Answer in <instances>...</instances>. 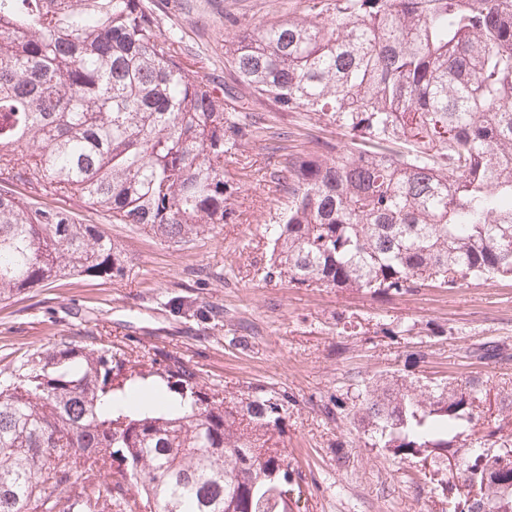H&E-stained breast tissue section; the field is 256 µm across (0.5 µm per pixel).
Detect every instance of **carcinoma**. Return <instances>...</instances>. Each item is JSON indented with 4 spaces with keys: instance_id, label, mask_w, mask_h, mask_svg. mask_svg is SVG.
I'll use <instances>...</instances> for the list:
<instances>
[{
    "instance_id": "1",
    "label": "carcinoma",
    "mask_w": 512,
    "mask_h": 512,
    "mask_svg": "<svg viewBox=\"0 0 512 512\" xmlns=\"http://www.w3.org/2000/svg\"><path fill=\"white\" fill-rule=\"evenodd\" d=\"M244 29L224 61L253 93L355 141L288 155V206L263 279L377 298L512 278V0H299ZM145 0H0V302L74 277L125 276L96 224L39 203L75 196L115 224L185 246L232 220L224 158L264 127L192 70ZM201 324L214 308L174 296ZM507 354L497 342L473 351ZM156 377L179 406L130 404ZM406 373L348 409L375 448L456 461L466 512H512V391ZM287 396L237 400L180 356L62 342L0 380V512H300L276 437ZM479 426L492 447L468 437Z\"/></svg>"
}]
</instances>
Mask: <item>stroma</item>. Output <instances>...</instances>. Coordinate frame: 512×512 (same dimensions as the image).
Masks as SVG:
<instances>
[{
	"label": "stroma",
	"mask_w": 512,
	"mask_h": 512,
	"mask_svg": "<svg viewBox=\"0 0 512 512\" xmlns=\"http://www.w3.org/2000/svg\"><path fill=\"white\" fill-rule=\"evenodd\" d=\"M165 33L182 37L189 56L230 89L232 105L274 128L301 134L305 145L340 143L334 126L256 98L224 65L239 30L287 14L298 0H148ZM266 140L245 144L225 166L239 189L236 219L201 233L186 246L162 243L132 224H115L75 198L50 197L46 206L73 211L100 225L130 259L124 278L71 279L32 289L0 303V374L56 345L110 334L122 347L177 352L202 381L228 394L264 387L289 398L280 437L301 473L305 512H448V503L424 476L417 458L401 459L368 445L350 423V404L363 380L392 371L427 377H479L512 388V358L474 357L475 345L498 340L512 347V278L474 282L455 292L422 288L386 300L356 290L292 288L263 280L267 224L288 203L270 172L284 162ZM191 296L219 308L206 325L170 312L168 297ZM360 323V334L339 332L337 321ZM413 326L401 336L397 329Z\"/></svg>",
	"instance_id": "stroma-1"
}]
</instances>
